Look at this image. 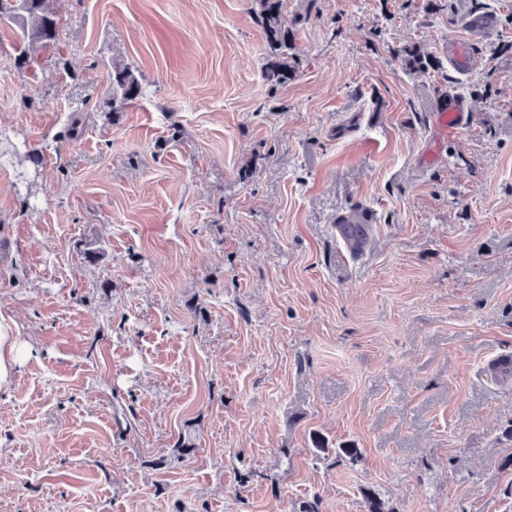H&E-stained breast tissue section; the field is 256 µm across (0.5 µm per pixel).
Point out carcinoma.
I'll use <instances>...</instances> for the list:
<instances>
[{
	"label": "carcinoma",
	"instance_id": "obj_1",
	"mask_svg": "<svg viewBox=\"0 0 512 512\" xmlns=\"http://www.w3.org/2000/svg\"><path fill=\"white\" fill-rule=\"evenodd\" d=\"M257 2L270 49L279 53L280 57V60L271 63L267 76L271 81L283 83L292 71L288 51L293 49V36L281 22L285 0ZM2 17L16 25L20 56L27 63L36 60L41 51L53 47L58 41V18L49 8L48 0H0ZM109 78V94L114 103L112 111H117L115 103L125 105L141 96V85L137 77L123 61L112 59Z\"/></svg>",
	"mask_w": 512,
	"mask_h": 512
}]
</instances>
